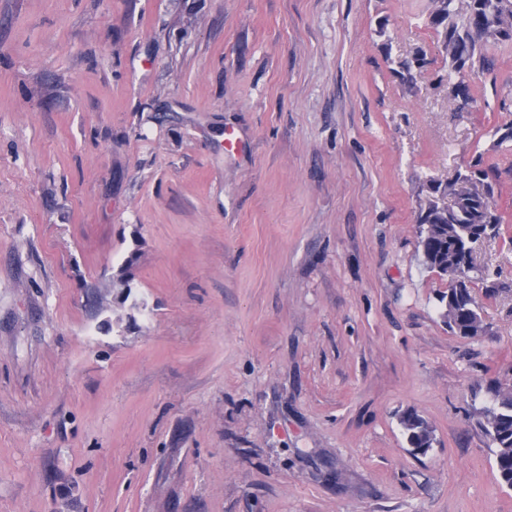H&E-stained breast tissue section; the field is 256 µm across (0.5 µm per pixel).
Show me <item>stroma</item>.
<instances>
[{"instance_id":"35a3bbf8","label":"stroma","mask_w":512,"mask_h":512,"mask_svg":"<svg viewBox=\"0 0 512 512\" xmlns=\"http://www.w3.org/2000/svg\"><path fill=\"white\" fill-rule=\"evenodd\" d=\"M430 9L0 0V512H512L476 424L512 370V43L457 111ZM478 154L463 338L417 217ZM131 255L146 308L103 329ZM406 439L411 448H432L433 431L429 424L416 413H407L401 419Z\"/></svg>"}]
</instances>
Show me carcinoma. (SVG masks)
Instances as JSON below:
<instances>
[{
	"label": "carcinoma",
	"mask_w": 512,
	"mask_h": 512,
	"mask_svg": "<svg viewBox=\"0 0 512 512\" xmlns=\"http://www.w3.org/2000/svg\"><path fill=\"white\" fill-rule=\"evenodd\" d=\"M429 25L438 37L441 51L460 74L486 64L484 47L490 41L504 42L501 32L512 31V0H433ZM473 178L489 179V169L477 155L468 168L456 174L448 188L441 182L432 186V198L418 216L420 246L427 267L449 276L452 285L439 296L444 305V322L451 333L475 337L486 332L481 306L472 294V271L464 269L466 261L480 242L499 232L501 216L490 202L473 199L466 189ZM451 193L456 200L443 202ZM136 256L128 257L112 277V287L118 289L120 305L132 312L145 309V303L132 296L131 268ZM490 405L478 410V425L496 448L495 467L501 485L512 488V383L496 379L488 386ZM410 447L426 449L433 446V431L416 413L401 419Z\"/></svg>",
	"instance_id": "cac0c4a2"
}]
</instances>
